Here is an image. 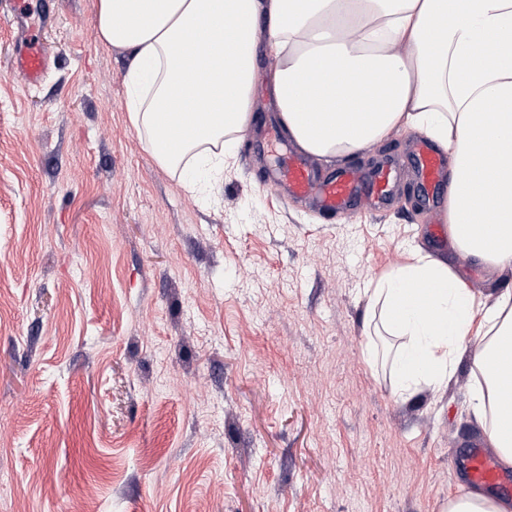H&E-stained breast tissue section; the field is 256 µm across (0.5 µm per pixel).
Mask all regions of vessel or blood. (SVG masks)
<instances>
[{
  "label": "vessel or blood",
  "mask_w": 512,
  "mask_h": 512,
  "mask_svg": "<svg viewBox=\"0 0 512 512\" xmlns=\"http://www.w3.org/2000/svg\"><path fill=\"white\" fill-rule=\"evenodd\" d=\"M49 65L46 48L30 38L20 40L9 60L10 69L22 74L31 87L41 84ZM415 161L422 184L437 187L447 164L445 156L423 141L416 147ZM397 178L396 169L387 162L367 173L343 166L319 176L306 157L297 152L289 154L272 173L273 181L285 188L287 197L314 199L319 211L326 216L341 213L359 202L366 211L379 210ZM454 465L469 484L512 496V475L499 467L493 451L480 437H471L466 442L464 451L455 457Z\"/></svg>",
  "instance_id": "1"
}]
</instances>
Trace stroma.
Instances as JSON below:
<instances>
[{"instance_id": "stroma-1", "label": "stroma", "mask_w": 512, "mask_h": 512, "mask_svg": "<svg viewBox=\"0 0 512 512\" xmlns=\"http://www.w3.org/2000/svg\"><path fill=\"white\" fill-rule=\"evenodd\" d=\"M21 19L0 0V512H445L473 415L476 341L442 390L396 392L370 284L441 254L478 301L512 289L438 252L393 131L345 157L399 172L377 213L283 200L264 175L292 145L257 53L251 122L214 187L160 166L126 111L129 55L101 45L96 0ZM25 33L53 62L28 87Z\"/></svg>"}]
</instances>
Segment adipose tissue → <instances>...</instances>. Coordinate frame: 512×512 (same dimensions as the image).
<instances>
[{"mask_svg":"<svg viewBox=\"0 0 512 512\" xmlns=\"http://www.w3.org/2000/svg\"><path fill=\"white\" fill-rule=\"evenodd\" d=\"M99 39L132 56L127 110L153 158L216 177L251 120L258 40L271 92L307 154L361 152L412 128L451 158L447 219L458 253L512 267V0H97ZM370 305L400 338L401 397L440 389L469 337L473 413L512 465V292L478 302L425 254L378 279Z\"/></svg>","mask_w":512,"mask_h":512,"instance_id":"ef3b65f1","label":"adipose tissue"}]
</instances>
